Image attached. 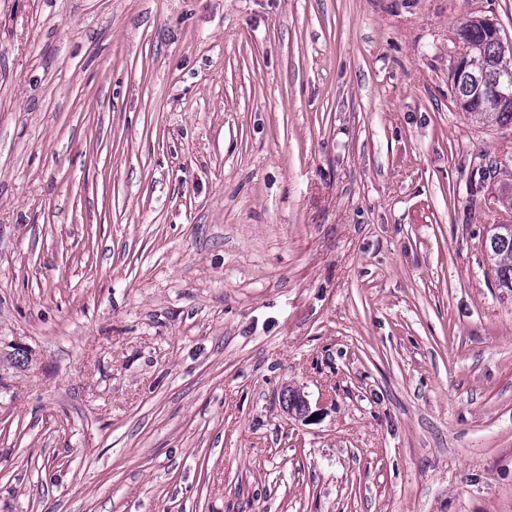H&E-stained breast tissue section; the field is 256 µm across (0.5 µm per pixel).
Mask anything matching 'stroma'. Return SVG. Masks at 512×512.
I'll return each mask as SVG.
<instances>
[{"instance_id": "stroma-1", "label": "stroma", "mask_w": 512, "mask_h": 512, "mask_svg": "<svg viewBox=\"0 0 512 512\" xmlns=\"http://www.w3.org/2000/svg\"><path fill=\"white\" fill-rule=\"evenodd\" d=\"M478 18L512 43V0H0V512H512ZM495 25L486 19H475L468 20L459 29L458 34L467 45L468 53L460 59L455 71V74L463 73L459 82H454L456 101L464 112L474 117L490 118L499 125L512 124V63L506 58V52L511 56V51L504 49L500 29ZM472 70H486L491 76L511 74V89L506 91L507 96L491 88L482 93L474 92L467 81L481 90L489 76L484 71L469 72ZM285 411L296 418H306L309 413V403L305 396L298 390L288 387L282 391Z\"/></svg>"}]
</instances>
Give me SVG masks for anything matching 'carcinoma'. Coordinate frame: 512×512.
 I'll return each instance as SVG.
<instances>
[{
    "label": "carcinoma",
    "instance_id": "1",
    "mask_svg": "<svg viewBox=\"0 0 512 512\" xmlns=\"http://www.w3.org/2000/svg\"><path fill=\"white\" fill-rule=\"evenodd\" d=\"M468 47L457 71L466 74L472 70H485L489 75H512V63L507 61L500 29L486 19L467 21L458 31ZM456 101L465 112L495 123L512 124V88L501 95L489 88L474 92L465 78L454 82ZM489 248L486 252L494 273L496 287L512 292V233L502 227L487 232Z\"/></svg>",
    "mask_w": 512,
    "mask_h": 512
}]
</instances>
